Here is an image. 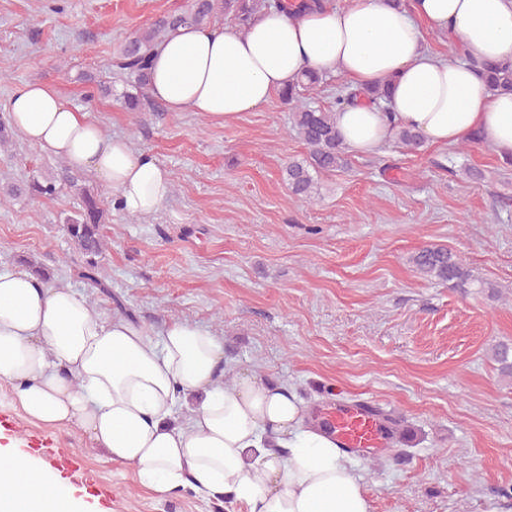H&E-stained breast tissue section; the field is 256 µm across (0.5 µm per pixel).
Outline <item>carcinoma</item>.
<instances>
[{"mask_svg":"<svg viewBox=\"0 0 512 512\" xmlns=\"http://www.w3.org/2000/svg\"><path fill=\"white\" fill-rule=\"evenodd\" d=\"M295 7L294 0H192L187 10L159 18L146 31L129 40L116 60L121 73L133 79L134 91L125 93L129 109L142 112L152 106L148 94L151 50L171 30L185 23L209 25L222 13L243 31L264 10ZM478 67L491 94L512 93L511 61H485ZM323 81V74L309 70L280 92L281 100L291 106L293 130L308 150L306 158L288 164V187L293 194L308 200L316 193L314 175L331 173L347 165L345 147L336 131V112L311 107L303 101L304 93L317 90ZM82 196L81 211L67 219L65 231L75 251L86 257L84 263L75 264L78 278L88 287L106 292L109 288L106 273L94 260L105 246L102 226L106 210L102 207L101 194L84 190ZM410 263L426 279L450 283L462 290L473 284L461 260L445 247H424L410 257ZM492 358L500 374L512 378V346L499 344L493 349Z\"/></svg>","mask_w":512,"mask_h":512,"instance_id":"1","label":"carcinoma"}]
</instances>
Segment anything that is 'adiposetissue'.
Wrapping results in <instances>:
<instances>
[{
	"label": "adipose tissue",
	"instance_id": "1",
	"mask_svg": "<svg viewBox=\"0 0 512 512\" xmlns=\"http://www.w3.org/2000/svg\"><path fill=\"white\" fill-rule=\"evenodd\" d=\"M456 44L448 59L426 32ZM512 61V0H349L338 9L271 11L247 30L183 25L151 51L149 90L170 112L231 120L269 102L303 71L366 89L390 80L392 116L360 99L336 110L343 144L378 152L393 124L434 145L479 138L512 156V93L491 95L474 69ZM12 126L70 168L94 171L123 213L147 217L169 199V169L110 134L54 89L19 85ZM0 381L39 423L76 427L109 462L165 494L189 485L248 512H371L363 478L293 388L230 373L224 339L200 326L162 329L101 315L68 287L0 272ZM72 489L17 460L0 463V512H80Z\"/></svg>",
	"mask_w": 512,
	"mask_h": 512
}]
</instances>
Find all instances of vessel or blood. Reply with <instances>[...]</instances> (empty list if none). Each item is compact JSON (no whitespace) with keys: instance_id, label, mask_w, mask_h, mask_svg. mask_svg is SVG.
<instances>
[{"instance_id":"obj_1","label":"vessel or blood","mask_w":512,"mask_h":512,"mask_svg":"<svg viewBox=\"0 0 512 512\" xmlns=\"http://www.w3.org/2000/svg\"><path fill=\"white\" fill-rule=\"evenodd\" d=\"M317 416L344 451L360 453L387 447L391 442L387 424L369 409L338 405L318 410Z\"/></svg>"}]
</instances>
